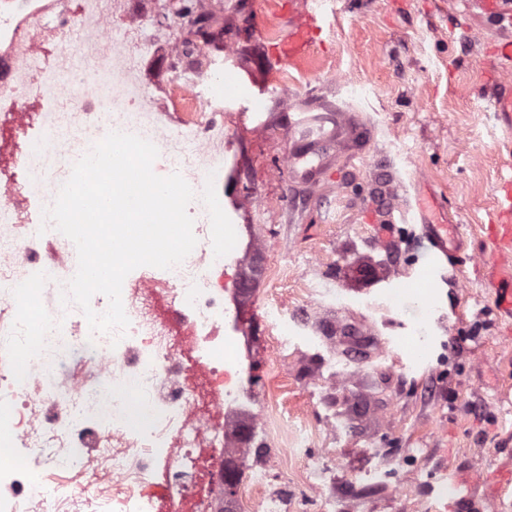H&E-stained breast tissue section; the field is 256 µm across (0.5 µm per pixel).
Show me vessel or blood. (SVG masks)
<instances>
[{
    "label": "vessel or blood",
    "instance_id": "b4317fda",
    "mask_svg": "<svg viewBox=\"0 0 512 512\" xmlns=\"http://www.w3.org/2000/svg\"><path fill=\"white\" fill-rule=\"evenodd\" d=\"M482 6L493 24L512 28V9L505 0H482ZM319 12L306 13L303 20L288 31L278 56L295 60L304 55L307 47L322 31ZM299 138L286 159L288 179L294 183L310 184L325 175L330 166V151L335 146L356 138L362 126L347 112H304L298 120ZM499 248L512 250V178L501 180L497 186L495 220L491 226ZM419 235L427 241L429 252L425 271L429 278H436L453 265L455 252L453 235L445 224L420 220Z\"/></svg>",
    "mask_w": 512,
    "mask_h": 512
}]
</instances>
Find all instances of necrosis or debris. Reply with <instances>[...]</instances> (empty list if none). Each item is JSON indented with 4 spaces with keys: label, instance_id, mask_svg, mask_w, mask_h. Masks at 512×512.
I'll return each instance as SVG.
<instances>
[{
    "label": "necrosis or debris",
    "instance_id": "4bbe7bcc",
    "mask_svg": "<svg viewBox=\"0 0 512 512\" xmlns=\"http://www.w3.org/2000/svg\"><path fill=\"white\" fill-rule=\"evenodd\" d=\"M54 7L31 0L0 29V54L16 60L0 86L15 102L0 113L13 148L0 167V512H222L229 449L272 419L224 357L233 299L223 236L193 199L195 248L172 268L129 273L128 327L94 333L75 304L60 302L77 252L44 218L77 148L117 127L156 146L157 175L181 174L196 193L223 177L224 134L208 117L217 103L203 91L222 75L194 48L168 101L156 99L137 65L146 22L128 0H77L65 16ZM168 104L172 129L156 117ZM46 476L53 494H32ZM240 489L253 512H288L270 467Z\"/></svg>",
    "mask_w": 512,
    "mask_h": 512
}]
</instances>
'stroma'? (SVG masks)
Listing matches in <instances>:
<instances>
[{
  "label": "stroma",
  "instance_id": "35a3bbf8",
  "mask_svg": "<svg viewBox=\"0 0 512 512\" xmlns=\"http://www.w3.org/2000/svg\"><path fill=\"white\" fill-rule=\"evenodd\" d=\"M215 2L223 19L204 30L224 73V181L209 191L254 200L249 228L224 227L229 254L248 236L266 240L226 278L259 268L248 346L262 368L259 400L285 424L265 446L288 512H457L464 496L484 512H512V486L482 479L512 466V319L496 300L512 252L484 230L512 173L503 148L512 127L488 108L489 52L503 31L479 0H322L316 44L280 62L267 32L286 36L306 0ZM189 3L130 0L181 41L196 27ZM179 68L159 41L141 63L146 89L162 94ZM317 101L355 113L366 139L340 155L332 179L304 189L273 168L298 136V113ZM245 112L262 129L244 130ZM421 194L458 227L456 267L430 303L417 287L418 240L407 224L385 223ZM276 300L294 328L280 357L266 317ZM324 318L337 355L353 364L349 377L320 379L327 351L305 338ZM319 465L328 471L320 491L307 479Z\"/></svg>",
  "mask_w": 512,
  "mask_h": 512
}]
</instances>
